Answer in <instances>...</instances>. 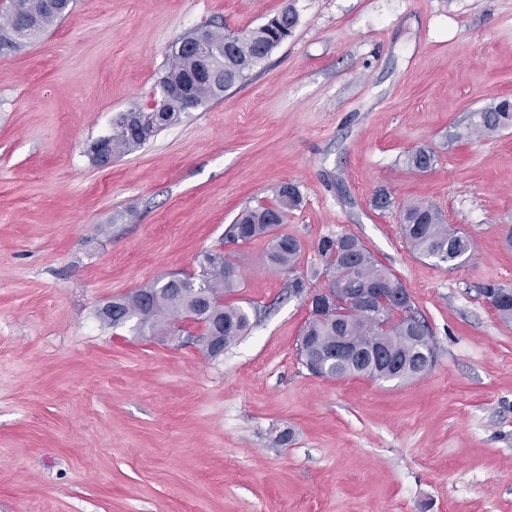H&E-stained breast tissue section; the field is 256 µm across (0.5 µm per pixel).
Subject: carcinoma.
<instances>
[{"label":"carcinoma","mask_w":512,"mask_h":512,"mask_svg":"<svg viewBox=\"0 0 512 512\" xmlns=\"http://www.w3.org/2000/svg\"><path fill=\"white\" fill-rule=\"evenodd\" d=\"M71 4L72 0H11L0 22V43L16 45L39 38L68 12ZM16 11L24 17L23 28L13 16ZM291 14L297 15L294 0H288L266 23L236 35L224 47V84L193 85L192 94L198 106L205 107L221 99L225 91L242 82L257 64L280 47L293 31L288 20ZM197 66L193 53L174 52L159 84L179 82ZM509 128H512V101L502 99L471 113L467 125L453 137L493 136ZM158 132L160 129L148 125L132 126L119 115L112 121V135L105 138V147L116 159L144 145ZM435 161L432 149L420 147L407 155L406 164L412 170L424 172ZM301 203L298 187L283 183L277 189L274 206L243 210L226 233V238L234 244L269 238L266 253L269 268L288 275L286 288L290 293L313 297L299 339L300 360L306 365L314 361L321 363L322 375L332 378L361 375L374 380L407 381L425 375L435 362V346L411 297L404 295L403 306L398 307L382 296L368 309L360 307L355 298L357 288H403L402 282L379 264L357 237L342 234L320 239L317 251L326 278L324 289L335 298L336 306L325 312L317 309L321 290H311L308 280L296 271L301 242L292 235L276 232L287 222L288 212ZM399 226L407 248L414 255L432 259L448 270L464 264L474 248L469 234L450 227L442 213L429 204L403 205ZM197 264V273L189 277L159 280L121 298V314L111 317L102 308L98 317L113 328L131 324L140 333L148 329L169 336L193 308L208 322L209 332L219 337L220 347L226 348L251 328V318L245 309L224 303V293L237 287L236 264L232 254L219 250L201 253ZM483 294L491 298L500 319L512 322V287L488 283L483 287ZM341 339L350 343L357 359L344 361L333 355Z\"/></svg>","instance_id":"obj_1"}]
</instances>
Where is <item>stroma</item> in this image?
Wrapping results in <instances>:
<instances>
[{"instance_id": "1", "label": "stroma", "mask_w": 512, "mask_h": 512, "mask_svg": "<svg viewBox=\"0 0 512 512\" xmlns=\"http://www.w3.org/2000/svg\"><path fill=\"white\" fill-rule=\"evenodd\" d=\"M285 3L75 0L0 54V512H512V322L480 292L512 285V129L452 138L512 99V0H296L292 35L223 98L109 167L87 152L157 98L178 38ZM420 146L426 172L404 164ZM284 182L299 272L321 288L319 240L359 238L432 331L425 376L302 364L306 299L265 240L224 241ZM409 202L471 236L464 265L410 253ZM219 248L252 323L222 354L97 318Z\"/></svg>"}]
</instances>
